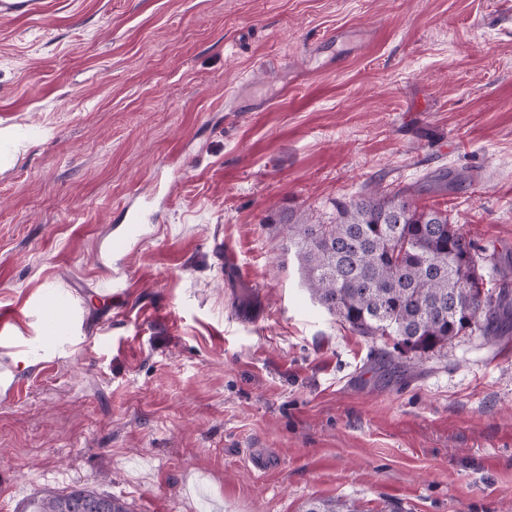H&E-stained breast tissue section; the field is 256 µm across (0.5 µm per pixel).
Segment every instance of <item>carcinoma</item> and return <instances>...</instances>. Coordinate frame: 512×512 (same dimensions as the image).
Returning a JSON list of instances; mask_svg holds the SVG:
<instances>
[{
  "mask_svg": "<svg viewBox=\"0 0 512 512\" xmlns=\"http://www.w3.org/2000/svg\"><path fill=\"white\" fill-rule=\"evenodd\" d=\"M289 247L302 283L317 303L354 333L393 342L411 365L451 347L460 336L495 341L512 334V289L495 253L480 249L448 211L418 205L410 188L372 181L336 202L325 223L290 212ZM499 274L485 287L483 262ZM24 512H130L120 499L84 489L51 490ZM303 512H358L341 498L314 499Z\"/></svg>",
  "mask_w": 512,
  "mask_h": 512,
  "instance_id": "1",
  "label": "carcinoma"
}]
</instances>
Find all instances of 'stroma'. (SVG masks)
Listing matches in <instances>:
<instances>
[{"label": "stroma", "mask_w": 512, "mask_h": 512, "mask_svg": "<svg viewBox=\"0 0 512 512\" xmlns=\"http://www.w3.org/2000/svg\"><path fill=\"white\" fill-rule=\"evenodd\" d=\"M461 175L439 193L426 178ZM415 188L512 265V0H44L0 15V512L82 488L131 512H512V336L379 367L275 222ZM155 213L107 261L129 199ZM122 270L119 294L102 284ZM264 456L255 470L248 452ZM47 311L46 324L53 327V336H39L32 342L34 344L42 343L44 340H54L64 336L61 334L73 323V306L71 300L68 298L62 300L60 298H51L45 304ZM303 512H359L355 504L341 498L314 499L305 505Z\"/></svg>", "instance_id": "1"}]
</instances>
